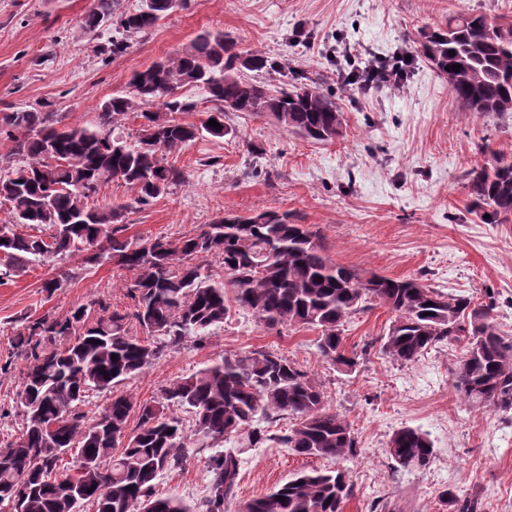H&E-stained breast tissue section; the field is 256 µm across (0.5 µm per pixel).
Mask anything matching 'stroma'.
Returning a JSON list of instances; mask_svg holds the SVG:
<instances>
[{
  "label": "stroma",
  "instance_id": "stroma-1",
  "mask_svg": "<svg viewBox=\"0 0 512 512\" xmlns=\"http://www.w3.org/2000/svg\"><path fill=\"white\" fill-rule=\"evenodd\" d=\"M90 0H0V113L52 103L62 125L92 127L100 106L130 91V78L205 31H223L240 50L263 52L278 65L269 87L290 72L323 74V92L344 113L343 134L311 142L267 117L230 112L226 133L202 134L170 162L188 179L149 204L112 185L99 204L126 207L128 236L151 240L199 233L227 214L277 211L320 231L338 264L389 277H413L446 294L481 303L494 299L495 322L512 342V223L486 224L474 212L466 174L499 156L512 160V116L461 111L416 42L448 16L472 10L512 21V0H197L131 37L125 54L109 55L104 27L80 35ZM394 61L412 56L401 89L368 96L344 89L339 62ZM488 143L490 152L478 151ZM63 276L46 293V279ZM128 274L111 262L81 256L32 263L0 279V363L23 317H63L78 306L97 315L100 304L118 312L131 301ZM394 314L376 305L352 315L343 348L358 355L344 372L316 352V331L270 330L233 312L200 338L186 339L121 384L150 403L165 386L220 362L224 354L265 349L286 356L322 383L325 404L352 425L360 453L342 462L293 454L270 441L245 455L237 501L265 494L294 474L347 468L354 494L343 512H455L444 490L476 496L481 512H512V410H474L455 391L451 371L460 344L441 345L409 364L384 356L381 339ZM426 433L434 458L426 470L396 471L386 453L402 427ZM185 465L163 473L159 494L187 505L208 491L209 450L186 446Z\"/></svg>",
  "mask_w": 512,
  "mask_h": 512
}]
</instances>
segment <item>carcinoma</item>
<instances>
[{
    "label": "carcinoma",
    "instance_id": "obj_1",
    "mask_svg": "<svg viewBox=\"0 0 512 512\" xmlns=\"http://www.w3.org/2000/svg\"><path fill=\"white\" fill-rule=\"evenodd\" d=\"M188 0H146L136 12L120 0H93L81 30L95 33L115 26L130 35L146 33ZM454 54H449V51ZM417 52L445 80L464 112L512 114V23L479 12L448 17L422 35ZM461 65L459 71L446 69ZM257 74L273 68L261 53L245 55L237 41L222 33H203L170 57L135 72L131 91L100 107L94 128L57 127V114L22 109L0 114V138L12 142L15 163L0 172V203L12 221L0 224V260L5 271L33 261L86 254L93 264L106 258L131 273L125 283L132 311L99 306L89 319L80 306L60 318L49 312L22 319L12 336L11 355L24 361L15 408L23 417L21 433L0 448V502L11 500L16 512H227L236 496L242 454L271 439L297 455L352 459L359 452L351 424L329 412L322 385L288 358L267 350L226 354L209 367L162 389L153 403L137 404L118 393L123 381L154 365L165 351L191 337L206 335L224 323L230 306L267 327L318 331V354L346 371L357 360L343 350L344 324L371 304L388 307L395 319L381 338L391 360L416 361L441 344L464 343L466 351L452 370L456 391L474 408L512 410V344L494 322V302L474 304L466 296L445 294L414 278H392L340 265L327 254L323 238L291 217L267 211L256 223L252 214L227 223L220 217L195 235L146 243L124 235L121 209L94 204L113 183L136 190L146 205L185 183V171L164 162L168 154L194 142L200 132L224 136L225 129L174 122L161 112L142 111L136 140L127 142L117 123L142 106L162 103L170 112L194 108L178 91L204 86L212 107L209 118L224 124L226 105L237 112L268 116L297 135L316 142L342 135L344 113L332 95L298 72L292 83L270 91L264 82L241 77L240 69ZM475 210L486 224L512 218V162L499 160L468 173ZM33 227L38 235L18 231ZM224 265V278L208 272L209 263ZM134 319L146 332H128ZM110 400L97 417L81 406L93 395ZM193 416L185 434L172 409ZM137 428L127 431L132 410ZM292 425L283 434H265L261 423L283 418ZM57 424L56 445L44 442L38 423ZM128 442L115 452V438ZM208 459V494L191 510L177 495H158L155 480L183 466L184 448H218ZM77 450L91 467L80 477L59 470L64 451ZM386 453L404 472L429 467L433 444L422 431L402 427L393 432ZM353 494L348 470H317L247 502V512H343ZM284 500H279V497ZM445 501L457 512H479L476 498Z\"/></svg>",
    "mask_w": 512,
    "mask_h": 512
}]
</instances>
